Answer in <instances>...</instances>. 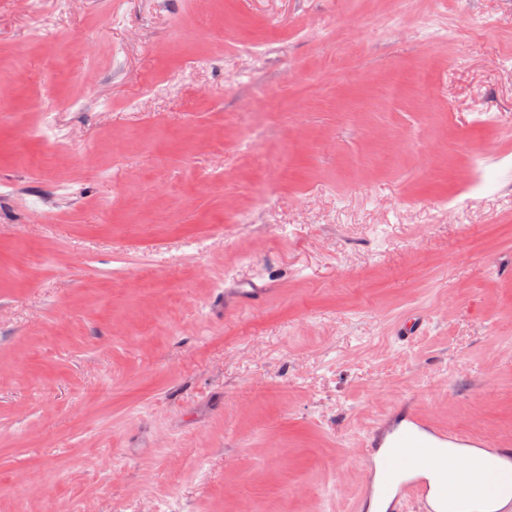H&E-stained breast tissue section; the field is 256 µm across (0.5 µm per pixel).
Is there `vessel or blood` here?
I'll list each match as a JSON object with an SVG mask.
<instances>
[{
	"instance_id": "1",
	"label": "vessel or blood",
	"mask_w": 512,
	"mask_h": 512,
	"mask_svg": "<svg viewBox=\"0 0 512 512\" xmlns=\"http://www.w3.org/2000/svg\"><path fill=\"white\" fill-rule=\"evenodd\" d=\"M266 293L263 283L225 289V300L255 302ZM365 480L357 512H512V489L501 491L502 474L489 475L479 495H462L449 502L447 488L435 474L447 464L465 467L472 449L491 448L512 474V447L493 448L490 438L438 428L426 416L411 410L391 413L365 438Z\"/></svg>"
}]
</instances>
